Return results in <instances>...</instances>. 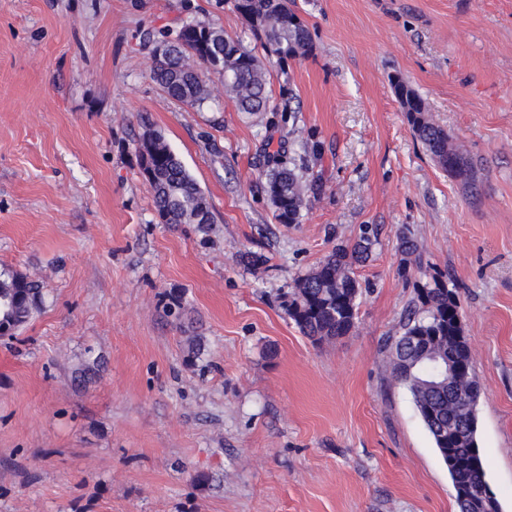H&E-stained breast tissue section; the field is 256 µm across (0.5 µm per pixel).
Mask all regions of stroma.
<instances>
[{
	"label": "stroma",
	"instance_id": "obj_1",
	"mask_svg": "<svg viewBox=\"0 0 512 512\" xmlns=\"http://www.w3.org/2000/svg\"><path fill=\"white\" fill-rule=\"evenodd\" d=\"M292 7L313 50L267 60L278 111L249 116L222 83L198 110L151 78L160 32L195 19L242 35L233 0H0V271L44 292L0 342V512H456L387 346L440 273L481 385L489 483L512 512V0ZM396 76L478 194L415 138ZM144 114L208 196L209 234L158 217ZM272 142L305 165L301 223H278L264 192ZM367 226L379 243L355 268L356 327L312 342L282 301Z\"/></svg>",
	"mask_w": 512,
	"mask_h": 512
}]
</instances>
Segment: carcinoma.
<instances>
[{
  "label": "carcinoma",
  "mask_w": 512,
  "mask_h": 512,
  "mask_svg": "<svg viewBox=\"0 0 512 512\" xmlns=\"http://www.w3.org/2000/svg\"><path fill=\"white\" fill-rule=\"evenodd\" d=\"M234 8L262 53L244 46L238 36L203 21L182 25L172 40L156 45L165 52L151 69L153 81L170 98L191 107L211 100L210 84H224L239 111L271 110L267 91L268 57L285 65L312 51L308 27L288 6V0H234ZM407 122L436 163L474 186L464 158L448 142L447 133L429 117L425 101L402 80H394ZM268 156L264 189L281 224H299L306 206L301 168ZM138 158L148 159L145 179L153 204L167 224H195L208 234L213 224L211 204L180 157L164 137L144 124ZM376 238L363 231L352 248L342 245L310 272L298 277L284 301L288 317L303 335L320 343L348 335L356 324L360 285L354 267L371 256ZM418 307L406 317L399 336L389 343L392 377L412 396L416 410L442 460L448 464L453 488L465 495L490 487L478 442L477 406L480 387L472 374L471 349L458 320L455 294L442 278L417 288ZM43 305L41 283L18 272H0V338L13 339ZM459 512H495L498 499L456 502Z\"/></svg>",
  "instance_id": "obj_1"
}]
</instances>
